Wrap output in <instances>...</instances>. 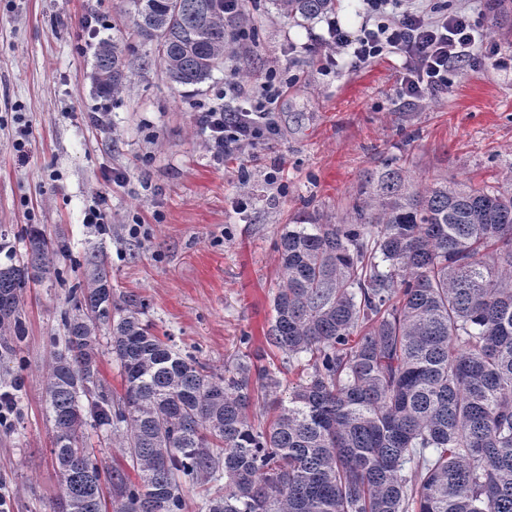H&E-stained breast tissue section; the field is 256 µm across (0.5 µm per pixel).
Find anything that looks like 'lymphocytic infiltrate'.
Returning a JSON list of instances; mask_svg holds the SVG:
<instances>
[{
  "label": "lymphocytic infiltrate",
  "instance_id": "1",
  "mask_svg": "<svg viewBox=\"0 0 512 512\" xmlns=\"http://www.w3.org/2000/svg\"><path fill=\"white\" fill-rule=\"evenodd\" d=\"M363 2L368 14L377 17L376 26L353 34L343 30L338 20L328 19L327 43L346 51L357 67L385 53L399 55L405 96L415 100L445 93L451 73L479 63L478 27L469 13L452 11L432 17L410 0ZM278 93L276 84L270 82L254 109L198 113L196 120L209 131L216 159L255 144L259 138L277 135L271 107Z\"/></svg>",
  "mask_w": 512,
  "mask_h": 512
}]
</instances>
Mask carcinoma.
<instances>
[{
  "mask_svg": "<svg viewBox=\"0 0 512 512\" xmlns=\"http://www.w3.org/2000/svg\"><path fill=\"white\" fill-rule=\"evenodd\" d=\"M306 21L335 0H276ZM137 35L157 42L170 83L196 86L224 62V0H130ZM126 45L99 43L95 83L119 93ZM353 216L286 224L267 345L294 379L239 361L218 374L182 356L118 303L106 263L87 252L69 290L62 348L46 379L53 454L70 512H512V194L435 180L415 188L397 161L366 173ZM26 260L0 265V354L16 355L22 294L58 275L64 244L32 225ZM111 332L124 394L97 387L98 331ZM126 424L134 483L82 443Z\"/></svg>",
  "mask_w": 512,
  "mask_h": 512,
  "instance_id": "obj_1",
  "label": "carcinoma"
}]
</instances>
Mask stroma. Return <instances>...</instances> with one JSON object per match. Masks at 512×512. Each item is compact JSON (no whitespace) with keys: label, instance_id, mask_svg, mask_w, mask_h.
I'll return each instance as SVG.
<instances>
[{"label":"stroma","instance_id":"stroma-1","mask_svg":"<svg viewBox=\"0 0 512 512\" xmlns=\"http://www.w3.org/2000/svg\"><path fill=\"white\" fill-rule=\"evenodd\" d=\"M422 7L469 11L482 30L479 52L512 55V0ZM133 20L128 0H0V238L8 246L0 263L22 259L33 224L69 249L59 278L23 293L16 350L24 385L15 424L0 428L7 512H51L62 492L46 376L87 250L104 252L113 293L140 298L157 336L220 373L241 354L275 362L264 333L278 234L286 224L338 223L365 172L403 159L417 182L512 191V69L493 60L451 75L447 93L412 101L401 90L399 56L350 68L332 47L314 53L328 36L325 18L287 17L274 0H246L247 39L230 45L199 89L171 87L158 65L140 71L156 45L133 39L123 91L100 93L95 47ZM269 73L285 83L274 104L278 135L217 161L196 113L245 107ZM98 112L107 123H96ZM92 208L103 225L86 223ZM84 435L101 468L129 469L112 429L88 425Z\"/></svg>","mask_w":512,"mask_h":512}]
</instances>
